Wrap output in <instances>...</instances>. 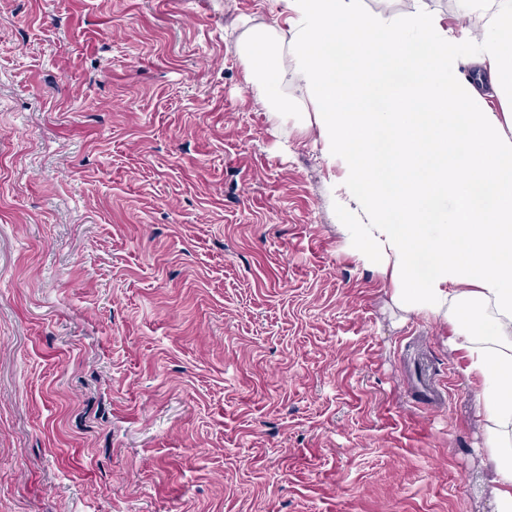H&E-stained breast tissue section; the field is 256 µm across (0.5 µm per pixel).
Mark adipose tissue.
I'll list each match as a JSON object with an SVG mask.
<instances>
[{"mask_svg": "<svg viewBox=\"0 0 512 512\" xmlns=\"http://www.w3.org/2000/svg\"><path fill=\"white\" fill-rule=\"evenodd\" d=\"M296 52L271 31L239 46L257 95L299 72L326 156L345 171L337 204L362 266L392 285L403 317L450 325L477 383L494 512H512V0H456L482 31L461 38L426 5L408 15L362 0H288ZM471 79H454L460 60ZM495 94L500 111L486 109Z\"/></svg>", "mask_w": 512, "mask_h": 512, "instance_id": "ef3b65f1", "label": "adipose tissue"}]
</instances>
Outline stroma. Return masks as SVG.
Returning <instances> with one entry per match:
<instances>
[{"label": "stroma", "instance_id": "obj_1", "mask_svg": "<svg viewBox=\"0 0 512 512\" xmlns=\"http://www.w3.org/2000/svg\"><path fill=\"white\" fill-rule=\"evenodd\" d=\"M287 0H0V512H493L449 328L237 48Z\"/></svg>", "mask_w": 512, "mask_h": 512}]
</instances>
